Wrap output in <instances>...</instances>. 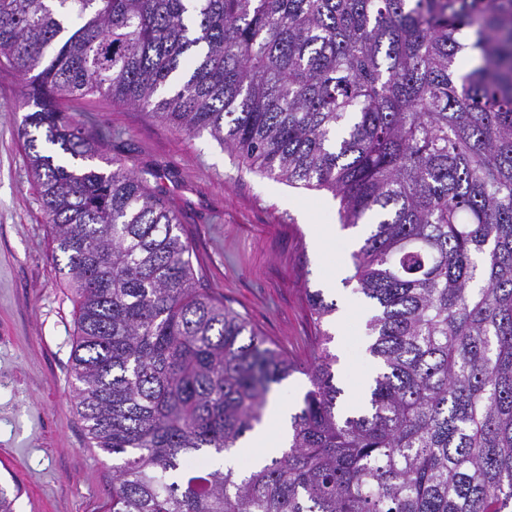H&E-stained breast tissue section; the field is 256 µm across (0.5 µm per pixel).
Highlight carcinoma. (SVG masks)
<instances>
[{"mask_svg": "<svg viewBox=\"0 0 512 512\" xmlns=\"http://www.w3.org/2000/svg\"><path fill=\"white\" fill-rule=\"evenodd\" d=\"M0 57L30 76L77 406L89 447L121 460L109 512H512V0H0ZM97 92L330 192L345 227L372 220L344 281L374 309L359 413L331 334L298 364L199 287L155 174L105 158L63 109ZM31 127L72 162L35 151ZM309 303L318 327L336 311ZM296 372L310 388L287 450L197 465Z\"/></svg>", "mask_w": 512, "mask_h": 512, "instance_id": "cac0c4a2", "label": "carcinoma"}]
</instances>
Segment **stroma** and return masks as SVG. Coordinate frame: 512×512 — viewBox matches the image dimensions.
Here are the masks:
<instances>
[{
	"mask_svg": "<svg viewBox=\"0 0 512 512\" xmlns=\"http://www.w3.org/2000/svg\"><path fill=\"white\" fill-rule=\"evenodd\" d=\"M26 93L23 78L0 65V486L17 492L14 512H108L112 457L89 447L76 408L74 305L20 136ZM84 107L78 118L105 133L107 156L157 172L151 185L181 213L202 288L299 363L317 329L308 294L322 291L337 305L322 327L333 335L338 386L348 393L373 375L362 331L370 308L326 276L368 226L340 228L320 252L316 230L339 222L330 193L264 178L209 135L188 136L109 97H86Z\"/></svg>",
	"mask_w": 512,
	"mask_h": 512,
	"instance_id": "35a3bbf8",
	"label": "stroma"
}]
</instances>
